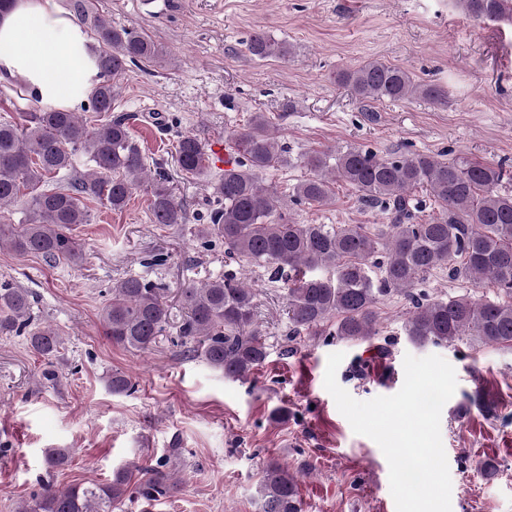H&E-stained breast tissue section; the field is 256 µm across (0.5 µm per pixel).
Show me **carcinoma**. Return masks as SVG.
<instances>
[{
  "label": "carcinoma",
  "mask_w": 512,
  "mask_h": 512,
  "mask_svg": "<svg viewBox=\"0 0 512 512\" xmlns=\"http://www.w3.org/2000/svg\"><path fill=\"white\" fill-rule=\"evenodd\" d=\"M477 19L512 18V0H459ZM97 41L94 62L98 82L82 107L99 122L80 113L48 110L38 105L26 86H9L17 98L30 103L20 120L0 116V223L4 211L21 206L22 223L0 228V249L34 253L49 263L72 259L79 244L72 226L91 221L88 203L123 209L132 191L146 187L155 224H184L186 211L176 200L163 167L148 173L147 161L130 136V116L113 114L117 79L131 64L160 58L156 45L133 28H116L94 18ZM258 60L292 55V45L258 29L247 41ZM357 96L398 101L413 96L443 100L435 84L413 80L402 66L379 60L338 74ZM236 160L214 181L201 239L224 242V253L281 274L294 273L287 291L289 340L306 332L323 334L326 320L336 317L334 335L367 342L379 335L373 307L392 292L409 297L412 311L405 334L416 345H452L467 340L478 346L512 347V192H502L501 167L467 159L445 161L434 155L379 157L345 146L335 154L312 153L305 165L313 174L294 187L299 203L326 204L334 183L342 181L362 199L381 204L390 224L373 233L364 224H296L285 218L278 193L262 184L261 175L288 163L287 150L269 131L262 114L232 135ZM85 154L92 168L61 182L62 172L74 170L76 156ZM175 163L182 176L198 178L209 169L201 138L182 133L175 146ZM429 190L438 212L426 220L416 215L411 191ZM448 267L454 277L476 286L493 285L506 300L476 303L465 296L428 299L413 288L433 269ZM383 271L373 283L368 271ZM165 289L128 277L116 282L100 320L113 343L148 351L158 342L172 317L163 301ZM179 301L184 316L177 326L182 346L231 379H246L263 366L268 351L255 326L254 291L233 272L191 284ZM31 293L0 283V333H19L31 324ZM32 349L50 365L64 344L47 325L29 331ZM162 463L138 476L136 465L117 470L108 483L96 481L57 489L49 483L18 507V512H120L125 502L146 503L170 491V473ZM261 512H302L294 476L278 463L268 466L261 489Z\"/></svg>",
  "instance_id": "obj_1"
}]
</instances>
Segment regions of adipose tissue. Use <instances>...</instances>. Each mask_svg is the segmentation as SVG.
<instances>
[{
	"label": "adipose tissue",
	"mask_w": 512,
	"mask_h": 512,
	"mask_svg": "<svg viewBox=\"0 0 512 512\" xmlns=\"http://www.w3.org/2000/svg\"><path fill=\"white\" fill-rule=\"evenodd\" d=\"M87 40L58 0H17L0 13V80L24 82L41 104L69 108L92 92Z\"/></svg>",
	"instance_id": "adipose-tissue-1"
}]
</instances>
